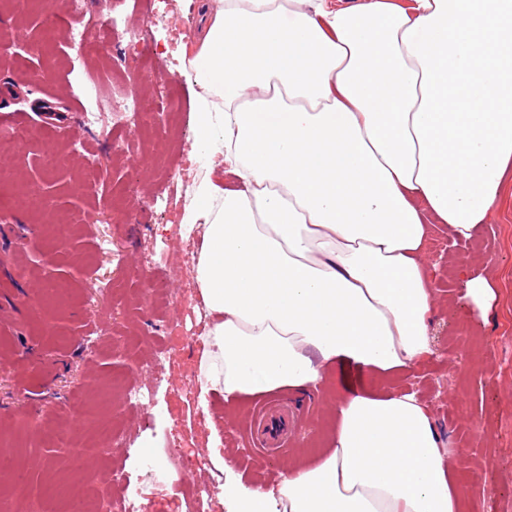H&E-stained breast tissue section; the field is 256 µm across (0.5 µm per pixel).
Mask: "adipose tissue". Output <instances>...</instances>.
<instances>
[{"label":"adipose tissue","mask_w":512,"mask_h":512,"mask_svg":"<svg viewBox=\"0 0 512 512\" xmlns=\"http://www.w3.org/2000/svg\"><path fill=\"white\" fill-rule=\"evenodd\" d=\"M201 181L196 285L213 322L201 399L309 393L349 359L374 378L433 354L427 242L471 239L512 171V0H186ZM396 81L379 98L373 76ZM477 316L494 302L467 272ZM331 445L277 487L227 474L226 512H460L452 451L413 393L336 401Z\"/></svg>","instance_id":"1"}]
</instances>
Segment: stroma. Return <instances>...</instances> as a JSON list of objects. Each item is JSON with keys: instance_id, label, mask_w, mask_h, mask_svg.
I'll list each match as a JSON object with an SVG mask.
<instances>
[{"instance_id": "35a3bbf8", "label": "stroma", "mask_w": 512, "mask_h": 512, "mask_svg": "<svg viewBox=\"0 0 512 512\" xmlns=\"http://www.w3.org/2000/svg\"><path fill=\"white\" fill-rule=\"evenodd\" d=\"M124 14L147 29L158 57L131 68L125 81H105L103 96L92 100L85 85L98 60L47 40V17L36 0H0V99L20 123L41 124L62 147L50 165L34 141L0 154V441L28 460L23 484L0 476V512H64V501L50 493L54 484L88 496L106 487L109 465L127 469L135 482L143 473L132 468L131 454L162 456L176 445L198 464L160 486L171 512H184L200 487L209 491V512H225L223 459H231L243 482L277 486L289 464L326 447L336 398L372 383L360 370L347 386L340 364L317 392L289 396L291 446L282 455L255 452L249 443L255 399L213 395L199 407L201 338L211 321L196 310L192 252L201 239L182 237L179 220L194 183L223 178L224 171L191 148L192 93L182 65L184 54L197 50V15L184 0H127ZM19 34L25 46H16ZM137 86L173 103L158 119L166 141L113 127V102ZM88 109L99 111V123H84ZM18 182L49 198L48 209L12 207ZM62 220L74 230L60 241L50 227ZM447 235L439 229L428 244L430 258L440 262L430 324L435 353L383 384L416 392L454 448L453 473L470 494L465 512H512V186L461 249L443 252ZM481 262L499 278L483 318L472 314L459 288ZM185 328L194 329L196 342L173 347ZM113 376L152 390V402L101 405L98 392ZM64 416L68 446L45 445V432ZM103 419L122 435L108 455L95 444ZM213 433L221 439L216 458L208 447ZM74 448L86 457L78 472L70 465Z\"/></svg>"}]
</instances>
